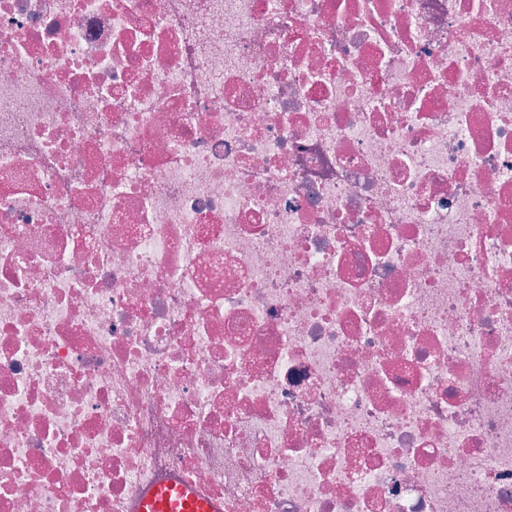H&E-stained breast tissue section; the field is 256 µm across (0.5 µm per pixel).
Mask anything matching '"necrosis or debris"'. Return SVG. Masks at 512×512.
I'll return each mask as SVG.
<instances>
[{
	"label": "necrosis or debris",
	"instance_id": "4bbe7bcc",
	"mask_svg": "<svg viewBox=\"0 0 512 512\" xmlns=\"http://www.w3.org/2000/svg\"><path fill=\"white\" fill-rule=\"evenodd\" d=\"M512 512V0H0V512ZM143 512H220V506L184 485H160L142 501Z\"/></svg>",
	"mask_w": 512,
	"mask_h": 512
}]
</instances>
